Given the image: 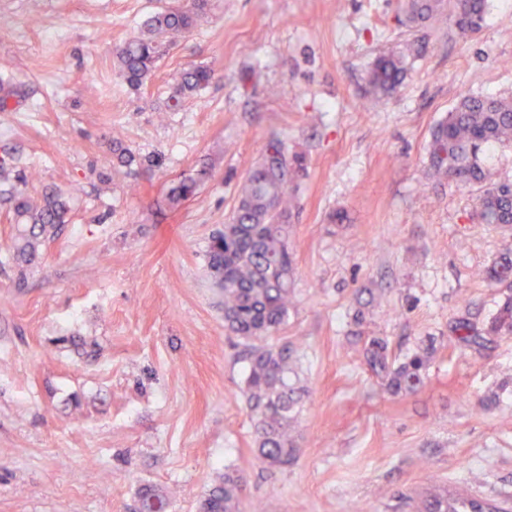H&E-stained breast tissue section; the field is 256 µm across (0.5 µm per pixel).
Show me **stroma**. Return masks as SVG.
<instances>
[{
    "instance_id": "35a3bbf8",
    "label": "stroma",
    "mask_w": 512,
    "mask_h": 512,
    "mask_svg": "<svg viewBox=\"0 0 512 512\" xmlns=\"http://www.w3.org/2000/svg\"><path fill=\"white\" fill-rule=\"evenodd\" d=\"M171 2L0 0V180L35 171L72 199L19 288L0 198V512H137L147 488L199 512L229 469L263 512H409L432 493L512 512V331L489 330L512 288L479 277L512 227L481 220L477 188L426 178L430 132L462 95L512 100V0H487L467 41L448 18L401 25L404 0H213L132 89L115 50ZM408 40L422 50L402 85L365 95L374 59ZM192 64L211 84L160 114ZM272 135L304 158L294 304L273 340L305 394L277 470L256 457L205 257ZM114 136L159 166L113 170ZM370 337L424 356L415 392L361 362Z\"/></svg>"
}]
</instances>
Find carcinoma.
<instances>
[{"label":"carcinoma","instance_id":"obj_1","mask_svg":"<svg viewBox=\"0 0 512 512\" xmlns=\"http://www.w3.org/2000/svg\"><path fill=\"white\" fill-rule=\"evenodd\" d=\"M209 0H189L170 5L148 16L139 34L124 42L115 53L124 81L138 90L158 69L163 49L177 44L207 13ZM455 26L462 35L482 29L486 0H451ZM444 0H407L401 23L410 25L436 20L443 15ZM418 46L403 47L380 55L367 74L365 92L388 96L403 82L411 57ZM213 78L211 69L195 65L180 72L167 96L166 108L178 111L192 95ZM512 146V100L467 94L432 129L428 144L427 175L480 188L478 206L486 224L512 225V183L495 182L484 165L487 151L495 146ZM112 156L129 166L133 152L119 140L112 141ZM302 169L299 156H288L283 140L272 136L265 142L259 162L239 184L237 205L224 229L212 234L206 251L207 269L213 284L224 296V329L246 347L242 393L254 422L255 452L270 468L288 465L296 454L290 434L302 390L292 382L295 374L293 351L288 345L269 342L288 316L292 303L294 260L290 249L293 199L288 184ZM38 181L32 174L0 191L12 204L15 234L13 259L32 263L42 242L68 222L69 200L55 189L38 195L26 186ZM199 181L182 179L169 192V202L179 206L194 197ZM490 285L512 288V252L499 256L482 273ZM363 363L377 373L389 375L396 393H412L422 384L423 361L418 356L398 360L388 343L372 337L359 352ZM242 477L224 473L201 504V512H243ZM163 497L153 489L141 495L142 512H164ZM415 512H459L448 505V497L428 495Z\"/></svg>","mask_w":512,"mask_h":512}]
</instances>
